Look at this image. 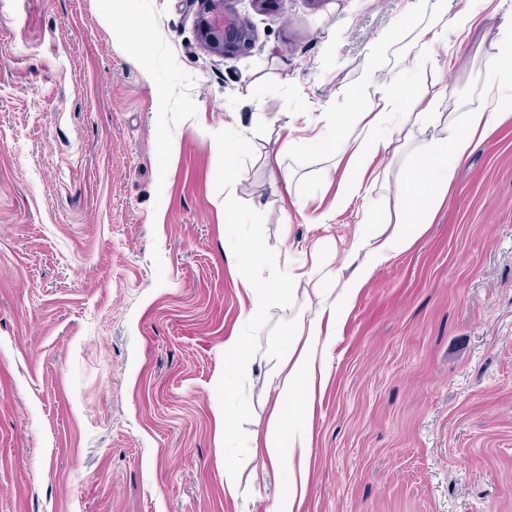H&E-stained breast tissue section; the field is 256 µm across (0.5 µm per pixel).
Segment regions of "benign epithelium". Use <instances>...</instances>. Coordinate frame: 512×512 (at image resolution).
Masks as SVG:
<instances>
[{"instance_id":"7a95c632","label":"benign epithelium","mask_w":512,"mask_h":512,"mask_svg":"<svg viewBox=\"0 0 512 512\" xmlns=\"http://www.w3.org/2000/svg\"><path fill=\"white\" fill-rule=\"evenodd\" d=\"M234 0H201L197 20L204 49L218 56L247 54L255 46V35L247 22L229 8Z\"/></svg>"}]
</instances>
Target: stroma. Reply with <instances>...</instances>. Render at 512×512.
<instances>
[{
  "label": "stroma",
  "mask_w": 512,
  "mask_h": 512,
  "mask_svg": "<svg viewBox=\"0 0 512 512\" xmlns=\"http://www.w3.org/2000/svg\"><path fill=\"white\" fill-rule=\"evenodd\" d=\"M234 7L247 54L198 40L199 0H0V512H270L279 471L247 456L224 489L216 384L250 307L215 188L214 135L237 112L252 157L232 187L265 215L277 260L329 269L387 215L399 162L360 171L299 148L284 188V120L319 131L368 111L373 45L401 79L461 9L419 79L448 109L483 95L494 21L484 0H278ZM142 64H135L133 54ZM370 196L332 210L340 184ZM298 280L272 308L247 377L264 440L272 364L316 309ZM315 398L298 512H512V120L456 170L408 251L379 265L337 326Z\"/></svg>",
  "instance_id": "obj_1"
}]
</instances>
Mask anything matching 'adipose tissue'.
Masks as SVG:
<instances>
[{
    "instance_id": "1",
    "label": "adipose tissue",
    "mask_w": 512,
    "mask_h": 512,
    "mask_svg": "<svg viewBox=\"0 0 512 512\" xmlns=\"http://www.w3.org/2000/svg\"><path fill=\"white\" fill-rule=\"evenodd\" d=\"M493 16L501 51L487 61L484 106L466 113L462 123H455L450 113L442 111L445 92L423 101L414 83L386 79L379 66L372 65L363 71L361 82L375 89L377 100L356 146L348 144L347 122L330 114L316 135L288 136L273 155L275 164H282L284 155L300 145L326 155L348 154L350 165L357 167L368 152L413 150L396 176V220L391 232L368 227L354 239L351 258L356 266L352 274L340 280L338 292L314 289L316 313L301 327L299 340L280 363L279 394L271 408L273 430L263 445L274 468L284 467L310 446V400L317 381L326 375L319 351L327 345L333 327L348 313L375 268L411 248L434 223L448 198L458 165L496 127L512 119V62L504 56L512 49V0H498ZM411 120L425 126H443L445 133L414 144L413 131L407 126ZM244 130L239 113H227L224 130L216 136L217 146L224 152L225 176L234 175L236 159L247 147Z\"/></svg>"
}]
</instances>
